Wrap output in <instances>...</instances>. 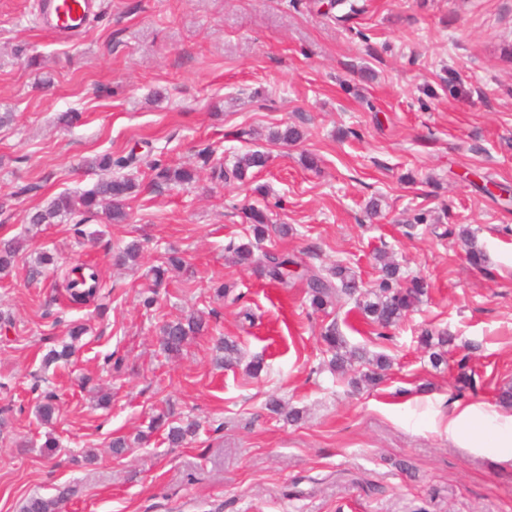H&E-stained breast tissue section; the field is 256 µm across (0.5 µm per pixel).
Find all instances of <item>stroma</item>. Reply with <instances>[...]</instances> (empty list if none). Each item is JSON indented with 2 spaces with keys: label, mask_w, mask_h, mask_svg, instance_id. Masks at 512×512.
Returning a JSON list of instances; mask_svg holds the SVG:
<instances>
[{
  "label": "stroma",
  "mask_w": 512,
  "mask_h": 512,
  "mask_svg": "<svg viewBox=\"0 0 512 512\" xmlns=\"http://www.w3.org/2000/svg\"><path fill=\"white\" fill-rule=\"evenodd\" d=\"M328 2L101 0L80 36L60 39L40 27L38 0H0V112L14 115L0 128V238L24 241L0 278V317L13 321L0 329V512L34 495L61 498V512H512V459L445 431L456 402L494 413L512 385V203L498 193L512 189V0ZM63 112L82 120L63 127ZM289 126L301 141H269ZM146 142L154 158L200 167L199 179L157 190L141 164L127 170L139 185L128 223L100 215L81 237L69 219L30 226L29 212L100 179L92 158ZM255 150L269 161L248 185L211 178ZM247 203L289 228L265 248L367 284L384 251L425 295L383 338L352 300L313 311L303 282L282 288L235 262L229 244L253 238ZM465 230L485 264L468 261ZM135 239L142 264L114 266L113 250ZM168 248L192 273L144 308L145 274ZM42 252L54 263L29 282ZM78 263L96 267L102 309L68 307L62 278ZM192 312L208 331L167 358L161 327ZM332 319L349 346L390 359L378 386L357 390L329 370ZM74 320L88 328L78 352L44 365ZM426 329L454 336L447 365L419 344ZM222 336L242 365H216ZM257 356L254 377L244 364ZM461 358L477 389L458 401ZM38 378L56 396L49 425L35 416ZM273 397L301 419L269 414ZM167 409L196 420L197 435L136 444ZM118 436L133 442L120 457Z\"/></svg>",
  "instance_id": "obj_1"
}]
</instances>
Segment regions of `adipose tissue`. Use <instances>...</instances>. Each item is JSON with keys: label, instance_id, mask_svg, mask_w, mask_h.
Listing matches in <instances>:
<instances>
[{"label": "adipose tissue", "instance_id": "1", "mask_svg": "<svg viewBox=\"0 0 512 512\" xmlns=\"http://www.w3.org/2000/svg\"><path fill=\"white\" fill-rule=\"evenodd\" d=\"M446 431L465 447L498 448L512 458V415L487 414L468 405L449 414Z\"/></svg>", "mask_w": 512, "mask_h": 512}]
</instances>
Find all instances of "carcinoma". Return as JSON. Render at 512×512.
I'll list each match as a JSON object with an SVG mask.
<instances>
[{
	"label": "carcinoma",
	"instance_id": "cac0c4a2",
	"mask_svg": "<svg viewBox=\"0 0 512 512\" xmlns=\"http://www.w3.org/2000/svg\"><path fill=\"white\" fill-rule=\"evenodd\" d=\"M136 159L137 154L133 151L128 156L115 160L106 154L93 161L92 165L102 170H110L114 166L127 167L135 163ZM267 161L268 156L263 152H247L236 157L230 165L213 167V177L225 184L243 183L248 177L249 170H259L266 166ZM147 166L152 172V183L158 188L172 184H188L196 178L195 170L183 166L163 165L157 160L147 162ZM136 188L137 184L131 178L111 176L95 183L79 195L69 192L57 194L46 206L35 209L30 221L34 225L52 224L57 220L76 216L78 220L74 224V231L77 234L81 233L79 224L99 212L105 215L108 223L123 224L128 219L129 200ZM244 214L251 224L255 241L230 246L238 262L254 267L271 283L283 288L289 287L296 279L302 280L307 288L311 307L316 312H326L327 307L346 296L355 300L356 306L372 323L381 328H388L399 323L426 293L427 285L420 280L414 279L410 285H402L400 268L393 263H383L376 283L370 288H364L347 267L337 265L328 270L320 269L304 264L295 255L264 249L260 242L269 231L266 212L250 205L244 209ZM19 252L18 242L0 241V275L13 268ZM142 252L143 245L140 241H130L114 254L115 263L118 266L135 267ZM172 270L187 271L189 266L179 252L167 249L148 270L147 276L151 283L142 299L144 307L150 308L155 304L156 288L165 283L166 275ZM65 288L70 303L85 306L100 294L99 275L90 267L77 266L71 270V275L65 277ZM206 329L207 321L202 314H191L179 321L170 322L162 328L160 348L167 356L178 355L189 338L202 334ZM86 331L83 323L71 322L68 328L71 342L62 345L59 350L50 349L44 356V363L48 365L68 359L75 351L74 341ZM322 341L327 351L332 353L330 368L340 378H349V384L357 389L378 385L390 367V360L384 355L370 356L363 350L347 349L345 337L334 322L325 328ZM216 351L221 353V356L216 358L218 365L229 367L237 362L238 344L235 341L219 338ZM54 400V395L48 393L37 405V416L44 424H50L55 419ZM171 417L170 412L154 416L148 426V432L139 434L137 440L146 443L151 434L162 430L166 432L169 444L178 447L187 437L196 433V423L191 421L175 425ZM22 512H59V500L33 496L26 501Z\"/></svg>",
	"mask_w": 512,
	"mask_h": 512
}]
</instances>
